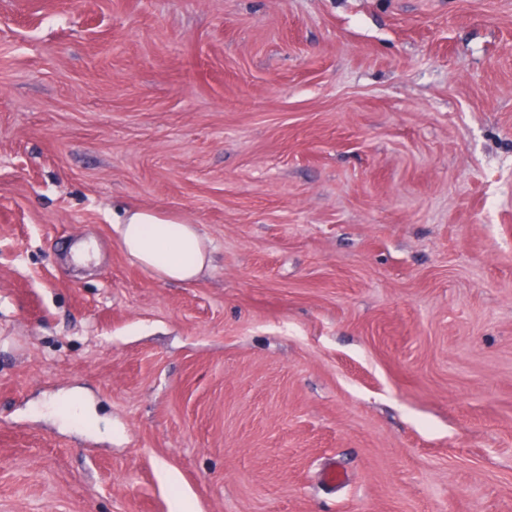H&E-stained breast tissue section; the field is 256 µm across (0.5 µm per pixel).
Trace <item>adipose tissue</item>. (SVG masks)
<instances>
[{
    "mask_svg": "<svg viewBox=\"0 0 512 512\" xmlns=\"http://www.w3.org/2000/svg\"><path fill=\"white\" fill-rule=\"evenodd\" d=\"M123 251L156 278L190 282L208 268L212 249L196 225L130 207L114 226Z\"/></svg>",
    "mask_w": 512,
    "mask_h": 512,
    "instance_id": "1",
    "label": "adipose tissue"
}]
</instances>
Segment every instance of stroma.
Instances as JSON below:
<instances>
[{"instance_id":"stroma-1","label":"stroma","mask_w":512,"mask_h":512,"mask_svg":"<svg viewBox=\"0 0 512 512\" xmlns=\"http://www.w3.org/2000/svg\"><path fill=\"white\" fill-rule=\"evenodd\" d=\"M0 512H512V0H0ZM112 229L128 257L162 281L190 282L210 266V242L195 224L130 207Z\"/></svg>"}]
</instances>
